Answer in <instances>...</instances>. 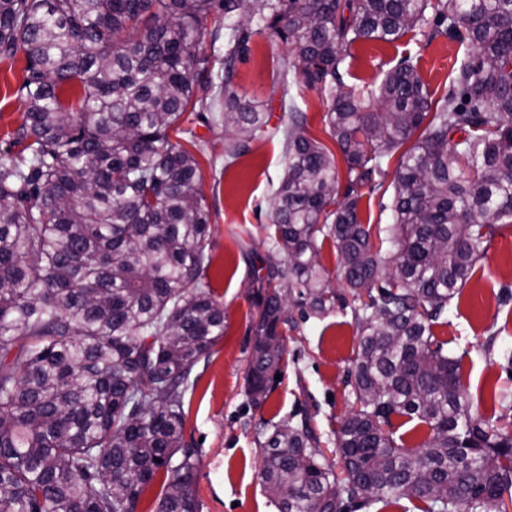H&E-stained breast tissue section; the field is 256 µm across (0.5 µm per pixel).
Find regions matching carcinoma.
Segmentation results:
<instances>
[{
  "mask_svg": "<svg viewBox=\"0 0 512 512\" xmlns=\"http://www.w3.org/2000/svg\"><path fill=\"white\" fill-rule=\"evenodd\" d=\"M244 1L288 42L308 86L340 79L349 45L392 42L430 9L476 50L458 66L459 100L432 106L409 59L362 96L331 97L343 201L328 194L335 158L288 106L273 219L285 258L263 278L247 391L263 402L287 352L270 342L288 324L271 284L299 289L315 313L333 304L313 258L329 238L360 301V408L336 430L339 474L307 422L261 431L267 491L278 512H359L398 494L425 512H485L486 498L508 512L512 432L472 422L459 361L433 346L430 321L496 225L512 223V0H0V61H26L16 135L27 142L23 155H0V512H137L160 473L154 512H198L181 386L224 335V308L202 281L199 163L169 132L217 78L227 156L264 132L258 105L229 91L231 70L214 72L198 49L204 20L216 15L217 37ZM224 28L230 55L260 32ZM411 139L385 256L355 187L384 176L383 159ZM394 415L427 424L429 439L397 443Z\"/></svg>",
  "mask_w": 512,
  "mask_h": 512,
  "instance_id": "1",
  "label": "carcinoma"
}]
</instances>
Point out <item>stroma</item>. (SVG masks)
<instances>
[{
  "instance_id": "obj_1",
  "label": "stroma",
  "mask_w": 512,
  "mask_h": 512,
  "mask_svg": "<svg viewBox=\"0 0 512 512\" xmlns=\"http://www.w3.org/2000/svg\"><path fill=\"white\" fill-rule=\"evenodd\" d=\"M473 53L469 41L437 32L430 21L392 42L353 43L334 91L377 87L409 57L437 101L457 93L454 64ZM290 57L288 43L268 31L253 35L247 53L235 56L231 89L262 102L270 132L250 141L248 151L233 163L224 161V123L218 113L199 107L184 112L171 135L199 162V189L210 218L203 277L224 309L223 336L183 385L185 439L195 450L193 490L199 512H277L261 479L257 427L308 421L327 461L335 464L334 433L358 408L353 366L361 328L329 239L319 242L317 260L336 292L333 308L314 314L302 309L297 293L286 294L287 364L280 379L270 381L263 404H254L246 388L260 279L269 260L281 256L271 222L276 190L288 167L290 102L305 111L308 137L335 158L340 189L348 187L347 166L325 122L330 93L298 78L282 81L280 72ZM24 67L21 60L0 63V154L21 150L13 133L25 112L20 92ZM392 205V192L373 182L359 186L358 215L371 231V242H378L380 230L392 223ZM431 332L461 360L471 419L486 428H502L503 417L512 418V363L506 358L512 352V224L498 226L470 279Z\"/></svg>"
}]
</instances>
